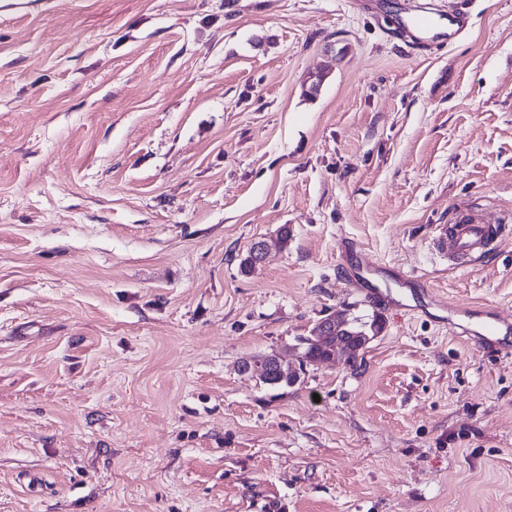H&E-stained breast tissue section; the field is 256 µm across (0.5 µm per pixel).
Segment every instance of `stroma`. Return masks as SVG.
Returning a JSON list of instances; mask_svg holds the SVG:
<instances>
[{
	"label": "stroma",
	"mask_w": 512,
	"mask_h": 512,
	"mask_svg": "<svg viewBox=\"0 0 512 512\" xmlns=\"http://www.w3.org/2000/svg\"><path fill=\"white\" fill-rule=\"evenodd\" d=\"M452 3L0 10V512H512V338L426 295L512 319V0L407 42ZM462 209L506 230L452 265ZM337 312L383 321L359 362L243 372ZM350 268L352 277L359 285V288H364V292L368 295H375L379 291L376 284L378 282V271L372 262L368 259L364 252L351 253ZM250 370H256L262 373H265L266 376L262 378L261 376H258L256 382H259L262 385L270 386V387H278L282 385H292L297 381V379L294 380L295 375H299L298 371L296 369L290 368L288 366H285L283 362L276 356H269L265 357L263 359H260L258 361H254L252 363H249ZM268 376V377H267ZM274 379L275 383H280L283 380H294L293 382H283L281 384L273 385L271 383V380Z\"/></svg>",
	"instance_id": "1"
}]
</instances>
